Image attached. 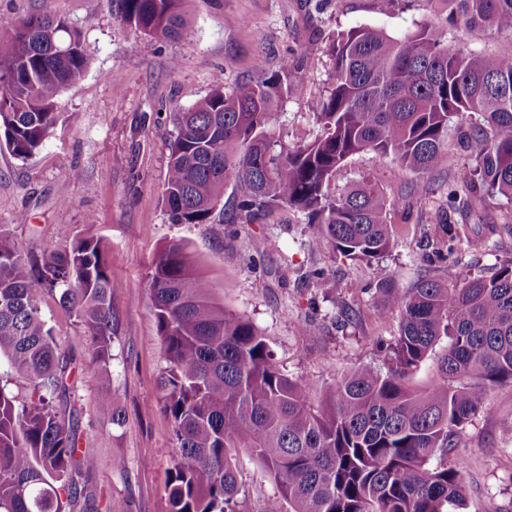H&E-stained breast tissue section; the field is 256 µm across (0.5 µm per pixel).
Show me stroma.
Returning <instances> with one entry per match:
<instances>
[{"mask_svg":"<svg viewBox=\"0 0 512 512\" xmlns=\"http://www.w3.org/2000/svg\"><path fill=\"white\" fill-rule=\"evenodd\" d=\"M178 38L155 41L149 55L132 54L137 31L120 21L112 0H0V17L51 14L81 33L89 54L83 75L55 99L56 123L43 147L22 160L0 149V225L32 258L66 248L86 233L102 237L112 258V360L107 375L78 378L79 446L95 460L77 512H169L167 472L178 455L172 423L161 410L166 368L148 288L156 251L181 239L227 311L247 316L266 337L281 373L329 386L360 365L388 371L386 347L398 334L397 313L384 309L377 285L411 287L433 276L453 283L463 272L491 276L512 260V199L480 194L469 214L448 207L449 191L465 194L472 163L465 149L470 124L451 122L437 166L416 175L392 158L350 156L332 193L367 178L390 202L393 247L380 259L355 262L320 245L303 214L273 208L256 224H173L163 201L169 113L216 88L259 82L284 58L299 66L277 99L266 132L273 152L323 134L311 103L333 86L326 52L338 32L358 26L395 38L434 17L430 0H185ZM263 67H256V60ZM426 189L424 199L411 192ZM454 253L432 261L444 233ZM331 281L322 287L316 271ZM41 314L61 347L92 356L85 326L43 295ZM126 414L112 423V402ZM512 388L489 390L451 453L463 457L460 512H512ZM246 512H262L276 492L266 468L248 454L237 459Z\"/></svg>","mask_w":512,"mask_h":512,"instance_id":"1","label":"stroma"}]
</instances>
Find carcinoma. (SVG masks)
<instances>
[{
  "label": "carcinoma",
  "instance_id": "1",
  "mask_svg": "<svg viewBox=\"0 0 512 512\" xmlns=\"http://www.w3.org/2000/svg\"><path fill=\"white\" fill-rule=\"evenodd\" d=\"M117 16L141 34L133 53L174 39L184 0H114ZM442 20L397 39L356 27L331 39L335 81L312 108L323 135L284 158L264 129L293 77L285 61L258 83L214 89L172 112L163 200L173 224H256L274 207L306 215L320 241L340 255L372 262L394 244L388 199L369 179L332 195L329 184L358 152L391 156L403 171L426 173L448 125L478 114L466 149L478 181L469 193L512 197V52L466 53L448 45V28L512 34V0H438ZM88 64L80 34L56 16L0 19V145L26 159L56 120L54 100ZM236 193L221 206L224 185ZM111 257L95 234L62 251L27 259L0 225V357L32 384L17 406L0 386V512H73L79 479L94 467L78 446L71 402L74 349H62L38 307L40 294L89 329L92 365L112 359ZM167 367L162 410L179 454L169 471L170 512H244L237 456L268 470L277 494L263 512H455L465 461L448 459L487 391L512 387V261L491 276L463 274L448 285L426 276L412 287L382 285L400 316L390 345L394 366L360 365L320 394L274 364L272 350L245 316L224 309L199 272L197 253L173 241L148 275ZM438 378L415 376L428 362ZM439 455L443 461L430 465Z\"/></svg>",
  "mask_w": 512,
  "mask_h": 512
}]
</instances>
